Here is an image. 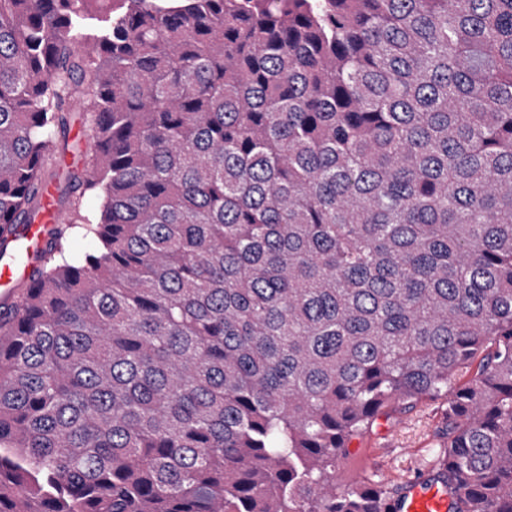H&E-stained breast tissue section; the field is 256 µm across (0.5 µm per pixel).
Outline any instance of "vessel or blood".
Listing matches in <instances>:
<instances>
[{
  "label": "vessel or blood",
  "instance_id": "1",
  "mask_svg": "<svg viewBox=\"0 0 512 512\" xmlns=\"http://www.w3.org/2000/svg\"><path fill=\"white\" fill-rule=\"evenodd\" d=\"M45 207L34 218L14 225L8 237L10 252L21 260L0 259V302L15 303L19 284L28 281L40 264L50 241V230L59 215L54 188H47ZM396 512H450L451 497L445 485L421 477L403 489L395 503Z\"/></svg>",
  "mask_w": 512,
  "mask_h": 512
}]
</instances>
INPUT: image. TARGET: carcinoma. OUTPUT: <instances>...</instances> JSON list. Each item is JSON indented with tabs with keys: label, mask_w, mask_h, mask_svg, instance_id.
<instances>
[{
	"label": "carcinoma",
	"mask_w": 512,
	"mask_h": 512,
	"mask_svg": "<svg viewBox=\"0 0 512 512\" xmlns=\"http://www.w3.org/2000/svg\"><path fill=\"white\" fill-rule=\"evenodd\" d=\"M82 97L0 512H395L337 461L439 399L451 512H512V0H0V250Z\"/></svg>",
	"instance_id": "carcinoma-1"
}]
</instances>
